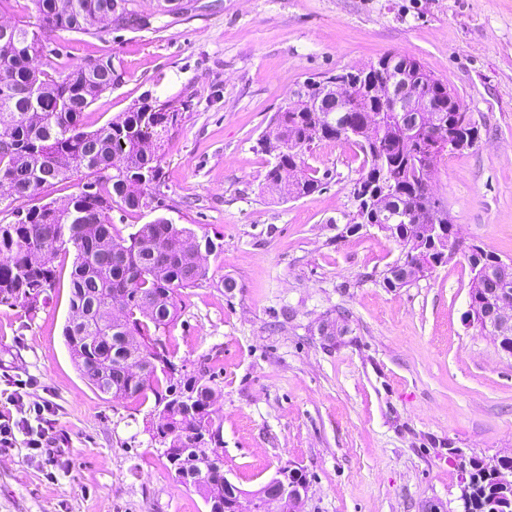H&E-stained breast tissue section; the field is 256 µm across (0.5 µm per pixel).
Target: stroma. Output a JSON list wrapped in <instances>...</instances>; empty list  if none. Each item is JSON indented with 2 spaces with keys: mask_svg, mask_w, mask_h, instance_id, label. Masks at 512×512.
I'll use <instances>...</instances> for the list:
<instances>
[{
  "mask_svg": "<svg viewBox=\"0 0 512 512\" xmlns=\"http://www.w3.org/2000/svg\"><path fill=\"white\" fill-rule=\"evenodd\" d=\"M46 46L59 69L108 59L120 75L85 130L145 99L178 111L147 207L112 222L125 237L164 216L215 244L166 336L176 361L218 385L225 477L251 492L300 470V512H459L460 462L512 456V356L465 317L467 259L385 287L398 244L347 229L354 149L317 142L305 162L322 188L283 201L265 188L256 141L298 84L414 58L479 131L437 164L434 196L464 244L512 259V0H196L158 31L103 24ZM72 261L56 254L37 313L0 304V414L23 417L5 396L26 382L62 450L34 455L20 438L0 452V512H208L169 472L152 402L100 393L72 361ZM329 317L348 329L341 344L319 334Z\"/></svg>",
  "mask_w": 512,
  "mask_h": 512,
  "instance_id": "35a3bbf8",
  "label": "stroma"
}]
</instances>
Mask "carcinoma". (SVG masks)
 <instances>
[{
    "mask_svg": "<svg viewBox=\"0 0 512 512\" xmlns=\"http://www.w3.org/2000/svg\"><path fill=\"white\" fill-rule=\"evenodd\" d=\"M36 23L18 20L9 35L0 34V188L17 200L34 201L54 181L80 177L78 192L69 204L33 205L16 211L15 221L0 224V304L26 307L35 313L46 303L56 271L51 260L60 251L74 249L70 274V308L66 343L82 376L100 392L114 398L143 402L154 396L160 419L156 436L175 449L167 458L169 469L184 486L195 489L213 508L224 512V502L235 501L234 485L224 490V448L221 424L209 410L183 413L187 401L200 406L215 395L214 380L189 372L175 362L162 333L178 318L179 291L206 277L191 229L159 216L128 237L112 232V210H139L147 206V191L159 181L161 158L154 142L175 126L178 113L163 104L143 99L123 117L96 130H84L82 117L89 106L112 88L111 60L99 59L67 73L34 65L43 52V36L68 31L93 35L100 24L120 18L130 29L141 25L139 0H31ZM395 54L378 58L366 68L351 69L360 86L349 101V127L334 123L335 115L322 111L326 87L312 83L305 93L275 113L258 145L282 164L297 167L292 181H282L277 165L265 175L266 187L283 200L310 195L321 186L306 167L304 155L321 140L342 141L363 155L358 181L371 182L378 174L389 181L387 218L374 220L375 209L357 208L353 227L370 224L401 248L398 261L411 264L409 278L389 266L383 283L402 288L434 268L423 255L425 233L437 223L436 210L426 195L427 177L419 134L403 129L388 112V102L370 96L369 83L383 85L391 77ZM384 113L373 128L358 125L365 112ZM459 114L443 113L447 132L474 143L475 125H458ZM485 253L484 265L506 286L512 273L493 263ZM475 503L495 494L492 477L473 473Z\"/></svg>",
    "mask_w": 512,
    "mask_h": 512,
    "instance_id": "cac0c4a2",
    "label": "carcinoma"
}]
</instances>
